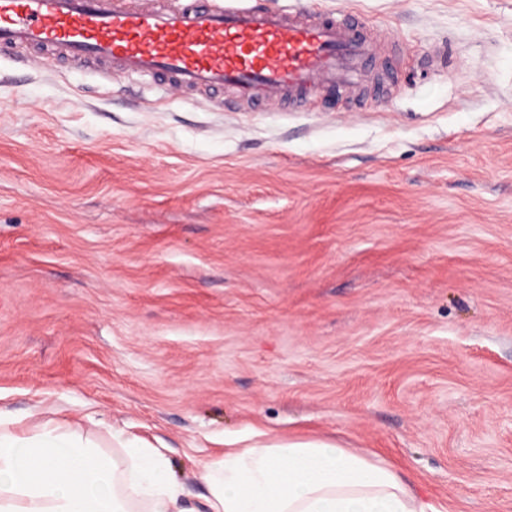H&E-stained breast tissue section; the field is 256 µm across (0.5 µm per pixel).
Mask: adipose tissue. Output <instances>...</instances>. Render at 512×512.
<instances>
[{"label": "adipose tissue", "mask_w": 512, "mask_h": 512, "mask_svg": "<svg viewBox=\"0 0 512 512\" xmlns=\"http://www.w3.org/2000/svg\"><path fill=\"white\" fill-rule=\"evenodd\" d=\"M200 479L197 503L164 449L0 414V512H439L386 461L329 439L230 449Z\"/></svg>", "instance_id": "1"}]
</instances>
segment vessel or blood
I'll use <instances>...</instances> for the list:
<instances>
[{
  "mask_svg": "<svg viewBox=\"0 0 512 512\" xmlns=\"http://www.w3.org/2000/svg\"><path fill=\"white\" fill-rule=\"evenodd\" d=\"M63 49L177 87L232 92L249 111L277 96L359 83L373 60L361 27L332 14L210 0H0V49Z\"/></svg>",
  "mask_w": 512,
  "mask_h": 512,
  "instance_id": "b4317fda",
  "label": "vessel or blood"
}]
</instances>
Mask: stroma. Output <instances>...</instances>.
Segmentation results:
<instances>
[{
	"label": "stroma",
	"instance_id": "stroma-1",
	"mask_svg": "<svg viewBox=\"0 0 512 512\" xmlns=\"http://www.w3.org/2000/svg\"><path fill=\"white\" fill-rule=\"evenodd\" d=\"M340 12L355 90L224 94L0 52V410L166 449L330 437L512 512V0Z\"/></svg>",
	"mask_w": 512,
	"mask_h": 512
}]
</instances>
